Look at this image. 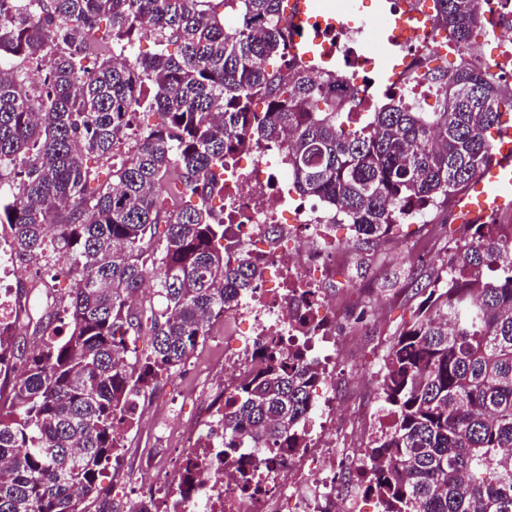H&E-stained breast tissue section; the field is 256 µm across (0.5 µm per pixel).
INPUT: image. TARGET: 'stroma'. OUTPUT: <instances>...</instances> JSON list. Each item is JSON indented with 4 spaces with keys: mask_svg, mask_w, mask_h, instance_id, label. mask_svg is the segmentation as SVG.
I'll list each match as a JSON object with an SVG mask.
<instances>
[{
    "mask_svg": "<svg viewBox=\"0 0 512 512\" xmlns=\"http://www.w3.org/2000/svg\"><path fill=\"white\" fill-rule=\"evenodd\" d=\"M349 246L365 259L356 280L365 301L377 311L376 320L346 328L352 358L360 374L336 376V395L375 415L385 403L379 388L380 370L387 350L422 300L417 284L426 282L451 253L453 242L444 238L430 255L409 262L385 241L363 243L348 232ZM224 376V322L216 320L206 342L176 372L166 376L160 388L141 401L137 424L125 432L122 456L103 478L96 504L98 512H129L132 501L113 495L116 487L134 481H150L153 461H170L183 430L196 427V398L210 391L213 379Z\"/></svg>",
    "mask_w": 512,
    "mask_h": 512,
    "instance_id": "stroma-1",
    "label": "stroma"
}]
</instances>
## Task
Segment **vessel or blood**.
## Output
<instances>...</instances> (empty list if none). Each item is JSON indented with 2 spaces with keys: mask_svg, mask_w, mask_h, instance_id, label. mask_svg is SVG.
Masks as SVG:
<instances>
[{
  "mask_svg": "<svg viewBox=\"0 0 512 512\" xmlns=\"http://www.w3.org/2000/svg\"><path fill=\"white\" fill-rule=\"evenodd\" d=\"M454 216L459 224L512 216V128L503 129L489 163L457 197Z\"/></svg>",
  "mask_w": 512,
  "mask_h": 512,
  "instance_id": "vessel-or-blood-1",
  "label": "vessel or blood"
}]
</instances>
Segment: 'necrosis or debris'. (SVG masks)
I'll list each match as a JSON object with an SVG mask.
<instances>
[{
  "mask_svg": "<svg viewBox=\"0 0 512 512\" xmlns=\"http://www.w3.org/2000/svg\"><path fill=\"white\" fill-rule=\"evenodd\" d=\"M358 0H325L299 34L316 42L336 64L329 73L335 94L358 93L362 109L374 111L382 96L374 82L383 58L396 66L392 91L432 108L433 90L423 75L432 60L454 46L437 27L428 0H391L393 14L425 13V36H394L378 18L359 17ZM225 229L243 256L262 258L263 279L241 310L224 315V377L256 363L260 346L281 353L302 349L324 375L313 392L314 412L304 422V447L241 448L237 462H224L217 422L224 396L201 398V424L185 434L175 465L156 469L157 493L178 495V512H365L371 499L360 479L366 438L374 427L364 410L342 408L327 384L348 353L336 335L344 303L325 301L324 286L347 288L358 257L337 243L336 216L320 199L297 192L279 146L245 147L224 164ZM251 490H243L240 468Z\"/></svg>",
  "mask_w": 512,
  "mask_h": 512,
  "instance_id": "4bbe7bcc",
  "label": "necrosis or debris"
}]
</instances>
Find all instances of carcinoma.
<instances>
[{"mask_svg": "<svg viewBox=\"0 0 512 512\" xmlns=\"http://www.w3.org/2000/svg\"><path fill=\"white\" fill-rule=\"evenodd\" d=\"M285 0H0V227L20 261L67 260L73 285L45 308L60 325L28 356L14 306L0 320V512H89L142 395L178 370L264 274L224 239V158L243 140L287 139L288 170L357 236L389 237L412 204L435 209L490 161L512 84L472 62L434 67L433 112L395 92L356 123L318 69L288 63ZM473 55L478 0H434ZM238 13L224 22L223 8ZM106 19L110 44L86 31ZM150 29L155 52H135ZM42 73L35 84L12 61ZM265 110L252 109L255 100ZM157 115L160 122L150 123ZM131 142L125 154L119 145ZM112 161L98 183L87 158ZM178 208H162V197ZM467 225L427 297L391 343L387 426L368 448L380 512H512V239ZM154 281L158 302L132 306ZM129 336L142 356L120 358ZM23 365L15 376L17 364ZM322 373L260 347L221 419L224 450L300 447Z\"/></svg>", "mask_w": 512, "mask_h": 512, "instance_id": "cac0c4a2", "label": "carcinoma"}]
</instances>
